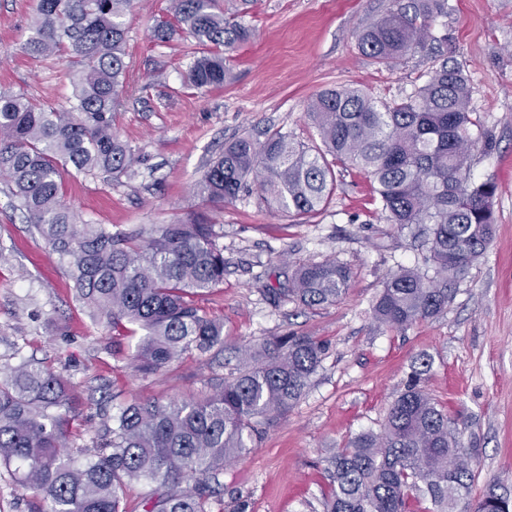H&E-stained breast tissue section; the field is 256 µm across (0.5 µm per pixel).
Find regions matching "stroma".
Here are the masks:
<instances>
[{
	"mask_svg": "<svg viewBox=\"0 0 512 512\" xmlns=\"http://www.w3.org/2000/svg\"><path fill=\"white\" fill-rule=\"evenodd\" d=\"M437 18V42L406 55L393 69L359 50L355 34L391 0H254L244 21L254 29L237 52L233 78L208 91L187 88L196 50L187 34L166 45L150 38L170 0H135L126 16L127 92L112 116L116 135L139 158L134 178L69 175L64 203L80 220L115 233L169 224L205 211L224 249V282L199 305L224 324V348L192 355L149 377L129 358L136 340L113 349L112 332L77 296L67 264L23 218L0 178V366L35 360L61 372L78 407L71 453L92 449L102 428L95 407L143 398L184 400L224 379L225 358L286 333L326 346L321 366L288 413L266 425L255 450L224 468V512L239 501L248 512H323L324 468L331 450L359 434L380 432L404 390L411 365L431 359L422 385L450 413L472 455L475 479L456 512H472L490 483L512 490V0H448ZM36 0H0V89L67 109L74 67L20 50ZM450 56L471 84V110L491 151L474 149V181L497 186L495 234L484 255L452 287L447 311L393 331L374 318L386 277L410 268L435 270L409 230L386 223L374 185L363 173L337 169L336 192L317 214L289 217L244 194L204 207L192 185L225 144L249 134L288 131L320 146L307 106L318 92L353 85L398 102L421 84L435 58ZM332 260L349 268L341 299L308 308L272 304L298 262Z\"/></svg>",
	"mask_w": 512,
	"mask_h": 512,
	"instance_id": "1",
	"label": "stroma"
}]
</instances>
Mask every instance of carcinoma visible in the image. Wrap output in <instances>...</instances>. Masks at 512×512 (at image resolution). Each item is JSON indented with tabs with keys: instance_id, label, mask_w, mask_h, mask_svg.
I'll use <instances>...</instances> for the list:
<instances>
[{
	"instance_id": "obj_1",
	"label": "carcinoma",
	"mask_w": 512,
	"mask_h": 512,
	"mask_svg": "<svg viewBox=\"0 0 512 512\" xmlns=\"http://www.w3.org/2000/svg\"><path fill=\"white\" fill-rule=\"evenodd\" d=\"M134 0H37L28 56L76 66L71 106L46 108L22 93L0 91V175L14 187L29 223L52 252L68 260L78 297L119 336L140 333L134 370L149 377L187 355L224 347V323L194 298L224 282V248L202 213L135 234L80 223L63 203L65 172L137 174L138 157L112 130L125 94L127 28ZM172 19L151 37L169 43L185 32L197 46L185 84L220 87L230 54L252 29L218 0H171ZM448 0H393L377 22L360 29L359 50L378 64L397 65L437 40L432 26ZM324 149L280 129L259 141L224 146L193 184L209 205L233 202L256 187L279 211L302 217L321 210L336 190V165L375 184L387 223L410 230L429 253L436 279L412 269L390 274L374 306L382 325L404 329L444 313L448 284L485 253L495 229L491 181L470 175V152L492 143L475 136L470 87L463 70L443 58L399 103L341 86L316 94L308 107ZM349 271L326 260L295 266L271 302L306 307L336 303ZM325 355L312 336L284 334L237 351L234 372L209 385L201 399H143L106 417L99 442L79 457L67 451L74 416L61 375L34 363L0 368V465L34 501L31 512H127L130 487L153 488L142 512H214L224 492V465L254 448L263 426L304 394ZM429 362L412 371L380 434L362 433L329 457L324 512H455L474 479L447 410L421 386ZM430 502L431 507L423 506ZM474 512H512V496L487 486Z\"/></svg>"
}]
</instances>
